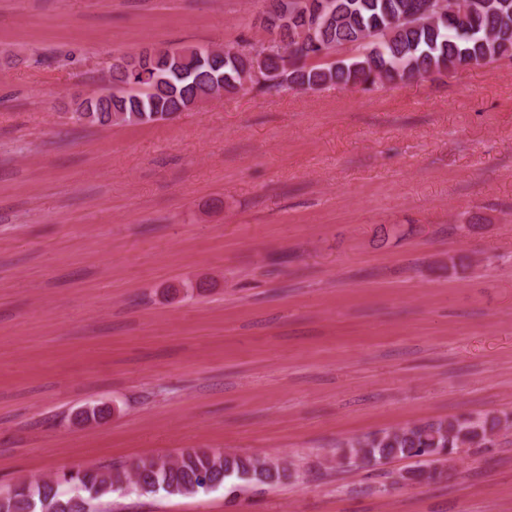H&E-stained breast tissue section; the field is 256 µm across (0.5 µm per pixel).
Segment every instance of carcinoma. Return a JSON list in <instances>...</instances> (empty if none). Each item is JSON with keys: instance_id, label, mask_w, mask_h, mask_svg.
<instances>
[{"instance_id": "1", "label": "carcinoma", "mask_w": 512, "mask_h": 512, "mask_svg": "<svg viewBox=\"0 0 512 512\" xmlns=\"http://www.w3.org/2000/svg\"><path fill=\"white\" fill-rule=\"evenodd\" d=\"M470 4L471 11L462 20L448 12L449 0H335V10L316 30L315 41L286 57L275 40L264 39L218 46L209 57L198 46L160 53L146 64L144 74L134 77L114 64L115 92L110 97L95 95L80 105L78 120L101 125L161 121L172 112L197 107L218 84L233 91L253 62L267 75L315 91L333 85L374 87L512 57V0ZM412 7L423 10L417 23L390 28V19ZM347 44L357 46L360 53L326 66L310 64ZM508 423L507 415L468 414L374 431L343 442L336 464L350 467L360 455L376 463L415 458L418 483L430 484L443 473L423 470L429 457L450 456L458 448H492ZM286 476L287 469H261L253 457L199 448L156 470L146 468L138 478L166 488L169 496H182L208 491L219 478L266 485ZM133 487L129 464L92 466L7 486L13 491V506L6 512H70L74 495L81 500L77 512H94L92 503Z\"/></svg>"}]
</instances>
